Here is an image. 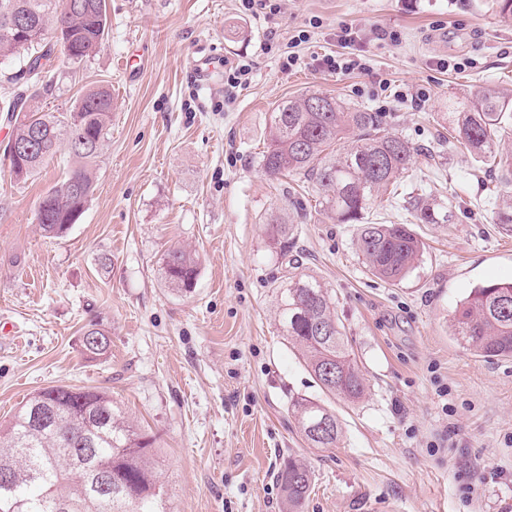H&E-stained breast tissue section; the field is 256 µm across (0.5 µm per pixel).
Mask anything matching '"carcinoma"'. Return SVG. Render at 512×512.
Instances as JSON below:
<instances>
[{
    "label": "carcinoma",
    "instance_id": "1",
    "mask_svg": "<svg viewBox=\"0 0 512 512\" xmlns=\"http://www.w3.org/2000/svg\"><path fill=\"white\" fill-rule=\"evenodd\" d=\"M108 36L106 0H0V60L22 54L26 86L6 96L0 110L11 114V139L39 133L35 153L9 160L14 179L27 181L66 145L71 163L64 180L36 206V220L50 238L64 236L79 221L95 191L93 164L112 121V93L89 88L68 112L38 105L51 91L61 67L79 70ZM444 113L451 136L476 161L500 174L496 223L512 227V91H463L448 95ZM420 148L387 129L381 112L339 101L319 91L287 99L269 121L260 165L266 175L297 177L316 193L336 224H357L355 246L367 271L385 281L401 280L420 260L423 242L414 224H450L454 197L435 199L418 188L404 190ZM398 199L410 219L400 224L366 221L375 200ZM284 258L293 251L288 222L272 225ZM276 288V315L286 340L298 348L322 392L348 402L360 400L368 382L335 314L331 291L296 260ZM166 283L179 291L194 287L198 258L180 248L164 255ZM454 337L487 358H512V282L471 289L453 316ZM83 351L108 354L106 331L83 333ZM51 410L50 421L36 414ZM289 410L310 448H334L341 437L329 402L307 396ZM94 457L111 479L90 489L83 512H167L152 441L142 435L104 391L53 386L33 393L0 424V473L9 471L13 490L0 493V512H57V503L82 494L85 464ZM313 473L304 457L290 453L277 473L288 512H302Z\"/></svg>",
    "mask_w": 512,
    "mask_h": 512
}]
</instances>
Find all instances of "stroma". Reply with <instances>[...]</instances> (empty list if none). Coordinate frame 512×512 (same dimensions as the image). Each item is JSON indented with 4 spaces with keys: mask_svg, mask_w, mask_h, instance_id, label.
Segmentation results:
<instances>
[{
    "mask_svg": "<svg viewBox=\"0 0 512 512\" xmlns=\"http://www.w3.org/2000/svg\"><path fill=\"white\" fill-rule=\"evenodd\" d=\"M107 6L101 51L42 100L66 112L87 88L112 89L95 194L66 236L45 237L35 217L61 160L19 183L0 155V422L50 386L109 392L152 437L170 512H287L275 473L291 452L313 471L304 512H512V358L477 356L450 328L472 288L512 281V232L495 222L494 173L454 146L440 108L451 92L512 88V24L495 0H285L256 17L238 0ZM344 24L368 70L319 66ZM302 30V63L284 69ZM201 50L251 63L232 103L223 74L192 73ZM308 90L385 109L425 150L410 184L456 198L453 223L415 225L424 251L401 282L367 272L355 226L328 219L311 188L259 165L271 112ZM280 213L369 380L364 399L335 402L329 450L308 447L288 413L320 390L275 319ZM173 247L200 257L190 292L163 278ZM94 323L111 338L100 359L81 348Z\"/></svg>",
    "mask_w": 512,
    "mask_h": 512,
    "instance_id": "1",
    "label": "stroma"
}]
</instances>
